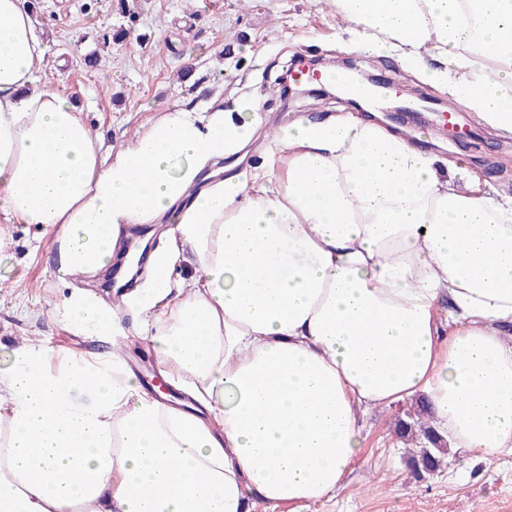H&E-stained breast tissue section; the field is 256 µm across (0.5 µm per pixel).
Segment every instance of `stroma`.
Here are the masks:
<instances>
[{"label":"stroma","instance_id":"35a3bbf8","mask_svg":"<svg viewBox=\"0 0 512 512\" xmlns=\"http://www.w3.org/2000/svg\"><path fill=\"white\" fill-rule=\"evenodd\" d=\"M39 0L32 12L45 44V72L56 91L77 101L104 149L119 147L158 110L178 102L223 97H257L265 122L277 126L296 115L353 112L336 91L313 86L311 94L284 98L276 80L286 64L337 67L349 62L351 25L336 13L334 0ZM128 26L120 41L104 33ZM96 55L94 68L84 59ZM371 79L389 77L403 96H424L419 115L379 114L392 129H416L446 109L457 117L462 136L436 132V153L455 162L462 178L478 177L512 193V142L480 123L447 91L416 79L392 58L377 57ZM9 243L0 249V368L25 338L57 354L98 353L106 342L74 335L47 314V298L65 295L51 275V256L41 227L0 219ZM411 401L374 408L365 417L358 458L346 485L328 501L306 507L281 503L253 512H512V456L482 459L443 457L433 474H417L413 446L398 432Z\"/></svg>","mask_w":512,"mask_h":512}]
</instances>
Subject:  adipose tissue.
<instances>
[{"label":"adipose tissue","mask_w":512,"mask_h":512,"mask_svg":"<svg viewBox=\"0 0 512 512\" xmlns=\"http://www.w3.org/2000/svg\"><path fill=\"white\" fill-rule=\"evenodd\" d=\"M468 1L478 60L462 52ZM335 4L353 52L396 58L512 133V0ZM44 58L24 0H0V215L44 227L72 286L54 318L117 337L133 314L199 408L150 397L118 352L20 344L0 370V512L327 500L366 412L413 398L451 453L512 456V196L455 181L452 163L357 116L297 117L268 134L272 165L219 167L256 137V99L169 106L105 153L42 80ZM162 222L168 241L122 307L74 287L116 262L136 272L129 225ZM180 264L192 273L173 278Z\"/></svg>","instance_id":"1"}]
</instances>
